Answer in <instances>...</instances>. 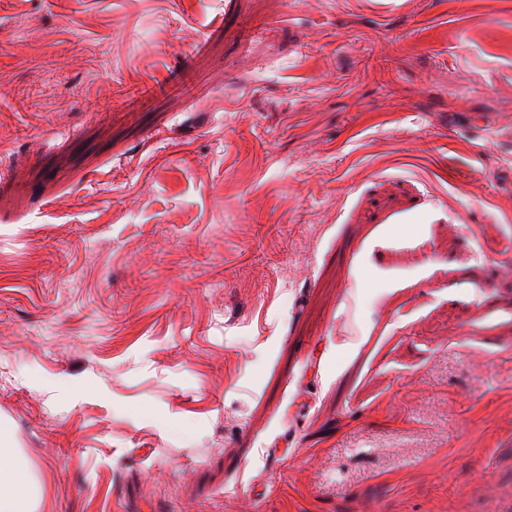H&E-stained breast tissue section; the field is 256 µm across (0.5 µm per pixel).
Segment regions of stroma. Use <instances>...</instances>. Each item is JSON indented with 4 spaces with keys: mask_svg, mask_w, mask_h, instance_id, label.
I'll use <instances>...</instances> for the list:
<instances>
[{
    "mask_svg": "<svg viewBox=\"0 0 512 512\" xmlns=\"http://www.w3.org/2000/svg\"><path fill=\"white\" fill-rule=\"evenodd\" d=\"M512 0H0V423L41 512H512Z\"/></svg>",
    "mask_w": 512,
    "mask_h": 512,
    "instance_id": "obj_1",
    "label": "stroma"
}]
</instances>
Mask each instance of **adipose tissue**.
<instances>
[{"instance_id":"adipose-tissue-1","label":"adipose tissue","mask_w":512,"mask_h":512,"mask_svg":"<svg viewBox=\"0 0 512 512\" xmlns=\"http://www.w3.org/2000/svg\"><path fill=\"white\" fill-rule=\"evenodd\" d=\"M43 484L22 449L0 428V512H39Z\"/></svg>"}]
</instances>
